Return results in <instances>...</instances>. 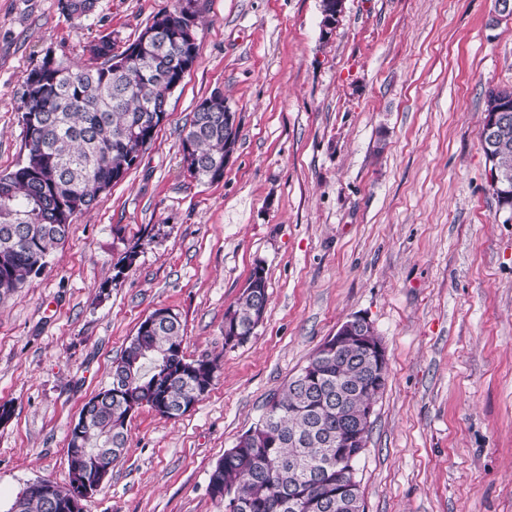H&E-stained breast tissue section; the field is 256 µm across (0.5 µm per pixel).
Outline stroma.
Returning a JSON list of instances; mask_svg holds the SVG:
<instances>
[{"instance_id":"obj_1","label":"stroma","mask_w":512,"mask_h":512,"mask_svg":"<svg viewBox=\"0 0 512 512\" xmlns=\"http://www.w3.org/2000/svg\"><path fill=\"white\" fill-rule=\"evenodd\" d=\"M175 0H0V174L25 156L23 78L46 54L124 50ZM199 57L137 164L75 217L43 273L0 306V512L41 479L68 486V432L164 307L209 392L169 419L138 409L84 512H224L227 449L348 318L389 355L358 479L365 512H512V222L481 144L486 93L512 88V19L494 0H196ZM238 115L221 180L182 160L196 104ZM137 257L129 268L121 260ZM268 302L247 343L224 315L255 266Z\"/></svg>"}]
</instances>
